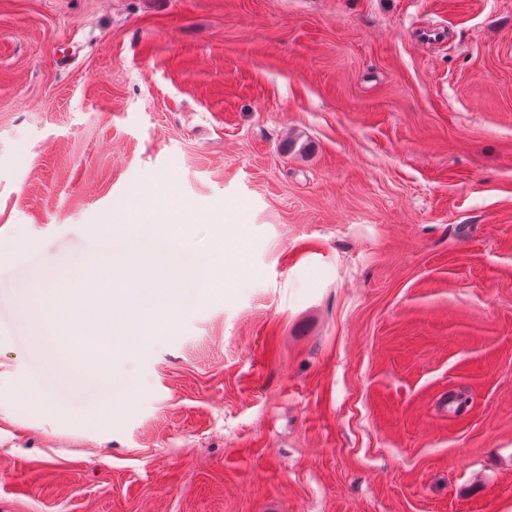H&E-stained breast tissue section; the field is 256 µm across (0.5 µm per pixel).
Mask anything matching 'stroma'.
Listing matches in <instances>:
<instances>
[{
  "instance_id": "1",
  "label": "stroma",
  "mask_w": 512,
  "mask_h": 512,
  "mask_svg": "<svg viewBox=\"0 0 512 512\" xmlns=\"http://www.w3.org/2000/svg\"><path fill=\"white\" fill-rule=\"evenodd\" d=\"M166 178L242 273L51 407L19 288ZM0 512H512V0H0Z\"/></svg>"
}]
</instances>
